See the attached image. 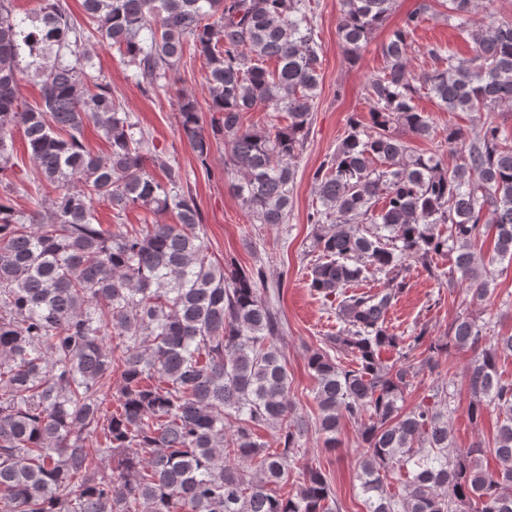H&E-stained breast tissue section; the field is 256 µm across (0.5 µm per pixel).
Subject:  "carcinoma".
Segmentation results:
<instances>
[{
    "label": "carcinoma",
    "mask_w": 512,
    "mask_h": 512,
    "mask_svg": "<svg viewBox=\"0 0 512 512\" xmlns=\"http://www.w3.org/2000/svg\"><path fill=\"white\" fill-rule=\"evenodd\" d=\"M394 0H342L338 33L353 53L382 25ZM467 24L474 0H441ZM78 22L64 0H41L17 16L0 0V512H340L318 469L296 492L270 489L288 478L304 433L276 346L281 322L267 302L262 268L226 270L208 257L202 215L181 168L86 73L89 38L137 66L144 89L169 88L188 47L205 59L212 134L193 99L178 96L180 135L196 156L211 136L229 147L224 165L258 224H286L321 66L303 0H83ZM421 3L382 47L385 65L369 81L373 127L349 120L336 152L315 172L322 209L309 288L336 304L342 324L329 338L342 364L317 349L318 433L336 447L342 420L359 425V479L366 512H512V380L497 371L512 335L459 315L448 336L425 344L396 333L389 314L408 288L415 259L431 271L448 257V281L468 283L483 301L492 272L475 252L495 231L497 256L512 262V132L489 123L464 143L448 131L460 162L412 154L404 135L428 137L415 104L409 40L431 11ZM475 58L426 48L438 67L421 77L449 112L512 105V23L493 16L470 30ZM40 84L39 102L19 97L23 69ZM269 61L275 68L266 67ZM258 107L288 114L262 130L241 115ZM93 123L110 144L100 156L83 142ZM24 128L31 161L52 187L45 210L13 207L12 129ZM162 171L156 179L149 167ZM170 214L171 224L139 229L95 222L94 202ZM381 208H376L377 203ZM335 217L332 224L323 220ZM381 288L361 291L369 273ZM452 348L474 359L465 382L467 414L498 411L491 445H454L452 396L433 393L412 408L404 395L435 357ZM394 350L398 358H382ZM121 384L112 390V370ZM285 427L280 450L257 427ZM494 456L493 469L482 465ZM108 467L112 476L99 475ZM406 471V493L387 480Z\"/></svg>",
    "instance_id": "obj_1"
}]
</instances>
